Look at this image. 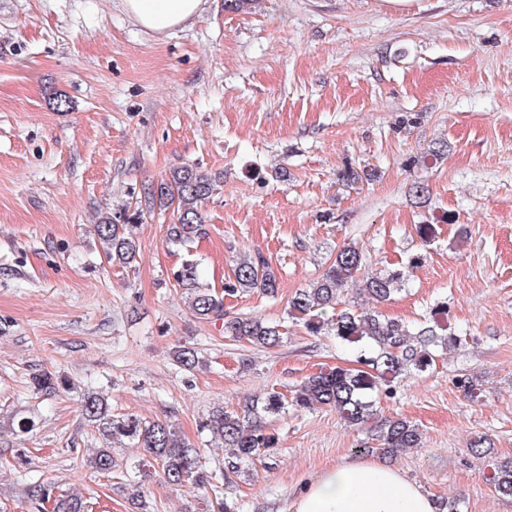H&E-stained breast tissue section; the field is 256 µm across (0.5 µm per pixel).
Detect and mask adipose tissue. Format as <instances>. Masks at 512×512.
<instances>
[{
  "label": "adipose tissue",
  "instance_id": "obj_1",
  "mask_svg": "<svg viewBox=\"0 0 512 512\" xmlns=\"http://www.w3.org/2000/svg\"><path fill=\"white\" fill-rule=\"evenodd\" d=\"M123 12L163 37L193 21L207 0H119ZM293 512H435L430 495L398 470L375 461H350L315 476Z\"/></svg>",
  "mask_w": 512,
  "mask_h": 512
}]
</instances>
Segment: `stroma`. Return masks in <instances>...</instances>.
<instances>
[{"label":"stroma","instance_id":"35a3bbf8","mask_svg":"<svg viewBox=\"0 0 512 512\" xmlns=\"http://www.w3.org/2000/svg\"><path fill=\"white\" fill-rule=\"evenodd\" d=\"M424 4L260 0L228 12L209 0L159 38L116 0H0V512H36V481L78 490L90 512H131L126 477L86 462L104 445L82 417L86 390L115 413L171 421L214 472L224 451L199 431L212 408L290 394L354 360L299 326L267 350L225 339L223 320L195 319L173 281L186 251L166 241L170 213L146 209L135 221L134 266L107 262L100 216L126 215L183 164L217 185L194 250L202 282L223 289L234 260L257 251L279 277L277 298L228 297V314L282 319L352 244L368 273L425 254L378 310L411 322L447 302L458 337L363 427L328 408L271 418L273 456L218 478L222 497L244 512H293L324 469L382 461L380 421L403 416L423 444L391 467L461 512H512L490 482L512 458V0ZM57 93L68 110L52 109ZM439 142L437 160L428 151ZM348 165L378 176L342 183ZM416 185L428 189L425 207ZM428 221L424 238L417 227ZM182 345L201 353V369L176 365ZM43 371L67 376L71 391L35 393L30 379ZM461 373L476 380L475 397L456 388ZM141 481L149 512H197L192 486H168L151 467Z\"/></svg>","mask_w":512,"mask_h":512}]
</instances>
